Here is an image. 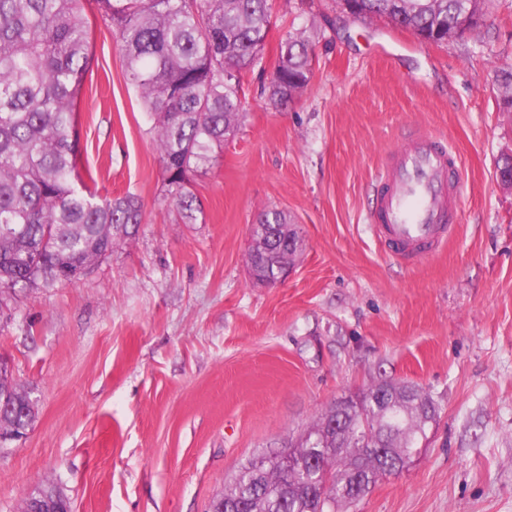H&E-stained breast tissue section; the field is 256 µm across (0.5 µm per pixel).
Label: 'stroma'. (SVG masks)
<instances>
[{"mask_svg":"<svg viewBox=\"0 0 512 512\" xmlns=\"http://www.w3.org/2000/svg\"><path fill=\"white\" fill-rule=\"evenodd\" d=\"M83 4L81 167L100 191L137 196L144 219L79 280L7 295L0 356L36 416L0 447V512L48 484L72 512H207L249 460L297 445L334 402L382 381L419 385L439 419L417 461L340 512H512V192L496 176L512 150L498 90L512 0L442 44L338 0H272L239 130L192 176L193 224L165 200L118 38ZM297 31L313 75L275 108L265 89ZM415 130L455 147L464 194L447 245L404 263L364 215L371 175ZM270 209L304 249L288 278L260 286L247 254Z\"/></svg>","mask_w":512,"mask_h":512,"instance_id":"obj_1","label":"stroma"}]
</instances>
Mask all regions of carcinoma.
Returning a JSON list of instances; mask_svg holds the SVG:
<instances>
[{"label":"carcinoma","mask_w":512,"mask_h":512,"mask_svg":"<svg viewBox=\"0 0 512 512\" xmlns=\"http://www.w3.org/2000/svg\"><path fill=\"white\" fill-rule=\"evenodd\" d=\"M356 14L385 18L428 41L483 20L491 0H354ZM101 18L119 38L125 76L138 92L160 154L166 199L189 224L201 204L189 174L210 164L243 115V73L264 48L270 0H97ZM89 20L82 0H0V290L73 281L74 273L132 238L143 221L133 195L98 198L78 163L76 104L89 68ZM312 76L305 33L281 42L268 92L284 105ZM252 235V280L275 276L297 235L280 210L260 214ZM334 403L297 446L251 460L224 494L217 512H337L357 503L392 473L396 458L427 437L439 410L416 385L399 387L403 402ZM34 416L19 408L0 430L21 434ZM387 439L362 453L365 431ZM47 485L27 499L33 512H56Z\"/></svg>","instance_id":"cac0c4a2"}]
</instances>
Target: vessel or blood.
<instances>
[{
    "label": "vessel or blood",
    "mask_w": 512,
    "mask_h": 512,
    "mask_svg": "<svg viewBox=\"0 0 512 512\" xmlns=\"http://www.w3.org/2000/svg\"><path fill=\"white\" fill-rule=\"evenodd\" d=\"M366 216L390 256L417 260L435 252L460 212L461 165L430 136L405 139L377 172Z\"/></svg>",
    "instance_id": "vessel-or-blood-1"
}]
</instances>
